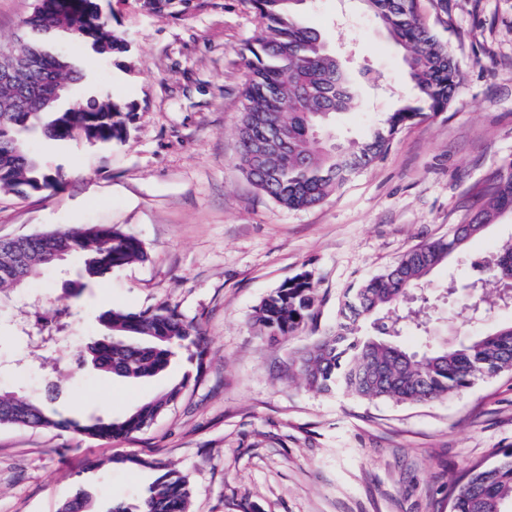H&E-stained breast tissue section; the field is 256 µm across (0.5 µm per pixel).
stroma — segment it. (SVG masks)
<instances>
[{"label":"stroma","mask_w":512,"mask_h":512,"mask_svg":"<svg viewBox=\"0 0 512 512\" xmlns=\"http://www.w3.org/2000/svg\"><path fill=\"white\" fill-rule=\"evenodd\" d=\"M130 45L121 65L98 62L96 84L135 106L124 141L91 148L41 140L61 189L19 198L0 192V241L83 224L139 238L133 263L62 299L47 271L25 299L0 300V389L42 395L53 408L118 416L161 390L79 368L101 310H177L199 326L208 355L201 380L150 428L104 442L60 431L0 427V512H57L78 478L97 504L136 503L147 469L110 464L117 454L164 461L193 487L191 512H448L450 480L512 448V373L477 380L424 404L320 394L289 378L287 362L334 323L342 294L418 244L448 235L469 188L512 159V0H417L422 22L458 62L461 86L445 112L403 127L389 150L320 204L285 209L236 164L248 81L244 48L258 18L250 0H98ZM36 0H0V49L16 47ZM299 18L320 29L356 83L337 114L336 137L364 138L409 91L399 50L363 0H306ZM512 238L501 216L437 270L428 286L434 331L460 343L477 328L512 321V306L479 321L454 317L478 267ZM309 274L316 326L279 338L255 334V308L285 280ZM61 318L68 336L33 347L36 317Z\"/></svg>","instance_id":"obj_1"}]
</instances>
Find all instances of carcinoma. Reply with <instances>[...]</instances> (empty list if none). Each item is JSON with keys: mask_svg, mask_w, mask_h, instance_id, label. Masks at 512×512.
Instances as JSON below:
<instances>
[{"mask_svg": "<svg viewBox=\"0 0 512 512\" xmlns=\"http://www.w3.org/2000/svg\"><path fill=\"white\" fill-rule=\"evenodd\" d=\"M251 4L259 27L245 47L248 83L237 164L260 192L282 207L299 210L321 203L384 154L402 127L446 111L459 90L456 62L447 45L420 20L416 0H366L367 10L403 50L416 94L387 113L382 126L367 138L338 150L330 143V119L351 109L355 96L323 32L299 20L300 6L294 0ZM24 27L27 37L11 57L34 65L29 74L34 86L53 73L67 83L68 91L28 113L17 111L14 89L0 84V190L18 197L54 191L62 184L60 173L46 171L32 153L34 137L64 145L81 130L107 147L125 138L135 111L133 104L98 90L75 57L56 50L68 39L101 59L127 52L124 40L99 17L97 0H76L75 15L64 20L36 9ZM281 133L287 135V144L269 146ZM468 194L471 203L461 209L448 236L414 247L382 274L344 294L336 322L289 359L292 375L319 393L342 391L367 401L405 404L448 399L478 379L512 371V322L480 331L460 344L427 338L421 353L399 342L406 322L424 329L430 320L428 307H408L413 290L487 226L512 212V160ZM53 248L83 259L82 280L64 289L66 298H77L87 283L147 258L141 240L98 224L0 242V270L21 260L19 278L0 276V294L39 282L55 266L48 258ZM491 259L489 276L499 283L512 282V238L501 242ZM316 303L315 284L296 276L261 301L251 326L272 340L293 335L315 318ZM98 321L103 333L81 350L83 361L95 370L139 383L166 374L186 354L197 362L196 377L202 376L204 340L198 327L177 311L110 308L101 311ZM190 381L187 373L171 380L119 417L65 416L38 395L0 391V425L69 432L89 440L126 439L146 430L173 406ZM109 462L150 468L156 475L137 504L115 501L106 512H190L192 488L181 471L135 455L113 456ZM450 502L453 512H512V451L462 473L452 483ZM59 512H98L91 488L78 484Z\"/></svg>", "mask_w": 512, "mask_h": 512, "instance_id": "carcinoma-1", "label": "carcinoma"}]
</instances>
